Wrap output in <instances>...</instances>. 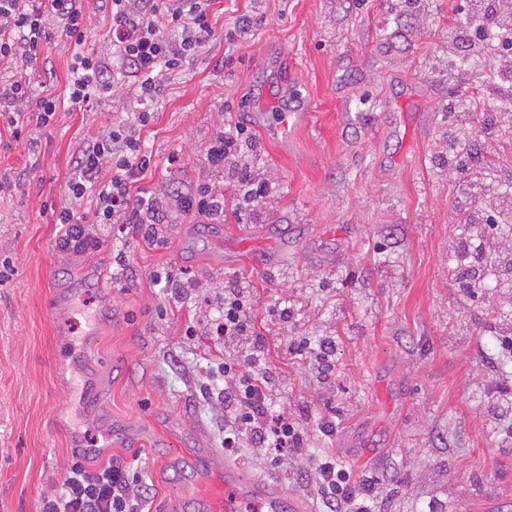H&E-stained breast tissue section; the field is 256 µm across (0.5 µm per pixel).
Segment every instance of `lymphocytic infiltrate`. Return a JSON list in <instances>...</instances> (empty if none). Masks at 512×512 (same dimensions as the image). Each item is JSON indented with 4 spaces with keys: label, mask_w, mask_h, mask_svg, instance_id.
Listing matches in <instances>:
<instances>
[{
    "label": "lymphocytic infiltrate",
    "mask_w": 512,
    "mask_h": 512,
    "mask_svg": "<svg viewBox=\"0 0 512 512\" xmlns=\"http://www.w3.org/2000/svg\"><path fill=\"white\" fill-rule=\"evenodd\" d=\"M112 55L104 59L87 46L83 0H0V61L30 64L54 37L70 41L73 65L67 98L32 97L19 80L0 81V112L8 113L12 139L30 127H44L65 102L112 100L131 88L143 108L129 124L118 123L89 140L79 151L68 181L66 200L55 221L60 250L83 255L99 250V228L136 230L143 240L155 237L160 224L192 216L205 224L224 221V185L232 183L239 208L255 207L272 192L258 173L254 141L246 125L229 124L205 147L208 165L227 173V181L203 183L165 199L145 196L141 183L152 170V156L141 137L155 115L147 109L171 71L204 47L215 35L209 15L219 0H104ZM57 17L56 32L44 19ZM493 30L502 53L487 84L490 100L512 95V9L501 0H470L467 29L453 30L454 40H484ZM212 321L217 340L246 346V353L221 362L203 386L205 395L224 402V448L237 452L243 443L292 456H309L316 494L325 512H375L374 481L360 479L339 461L333 449L309 454L308 439L294 418L274 414L270 370L254 355L264 346L257 310L237 286L229 285L216 300ZM83 452L59 490L41 501L39 512H144L151 488L130 465L112 461L88 469Z\"/></svg>",
    "instance_id": "f902f5d3"
}]
</instances>
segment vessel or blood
I'll return each mask as SVG.
<instances>
[{
	"instance_id": "obj_1",
	"label": "vessel or blood",
	"mask_w": 512,
	"mask_h": 512,
	"mask_svg": "<svg viewBox=\"0 0 512 512\" xmlns=\"http://www.w3.org/2000/svg\"><path fill=\"white\" fill-rule=\"evenodd\" d=\"M294 105L287 114L266 118L267 130L274 136H287L288 117L299 114L302 95H293ZM197 492L207 506V512H241L245 501L261 502L265 512H282L284 498L281 489L258 479L248 478L234 468L209 469L199 478Z\"/></svg>"
}]
</instances>
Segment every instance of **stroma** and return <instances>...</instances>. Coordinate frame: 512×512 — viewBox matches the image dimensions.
<instances>
[{
    "label": "stroma",
    "instance_id": "35a3bbf8",
    "mask_svg": "<svg viewBox=\"0 0 512 512\" xmlns=\"http://www.w3.org/2000/svg\"><path fill=\"white\" fill-rule=\"evenodd\" d=\"M245 12L258 23L233 36ZM466 18L467 0H222L213 41L168 75L153 104L143 187L157 195L206 181V144L240 121L275 189L250 211L226 201L223 223L164 227L154 245L104 230L101 249L77 257L58 248L52 214L74 154L136 111L133 95L65 106L32 144L13 141L0 117V178L11 184L0 196V264L13 269L0 283V512H38L68 472L76 429L89 468L119 459L141 470L150 512H195L196 475L216 465L321 512L297 479L307 459L275 466L261 448L225 453L224 404L199 393L234 352L214 342L210 321L212 299L235 281L268 330L278 409L302 423L310 448L379 478L377 512H426L432 501L440 512L452 502L512 512V444L488 414L512 386V359L489 324L512 328V308H499L495 277L473 297L456 281L453 254L473 232L456 213L466 182L445 163L453 131L494 153L490 177L512 188V114L448 110L452 97L483 100L491 68V54L449 44V26ZM72 52L57 39L47 59L0 63V75L62 97ZM294 86L305 116L268 141L261 102L287 106ZM404 114L414 121L402 129ZM122 247L130 269L119 290L112 256ZM166 271L192 282L183 304L155 284ZM281 306L293 309L283 332ZM318 336L336 339L326 383L291 356ZM324 417L335 435L319 432Z\"/></svg>",
    "mask_w": 512,
    "mask_h": 512
}]
</instances>
